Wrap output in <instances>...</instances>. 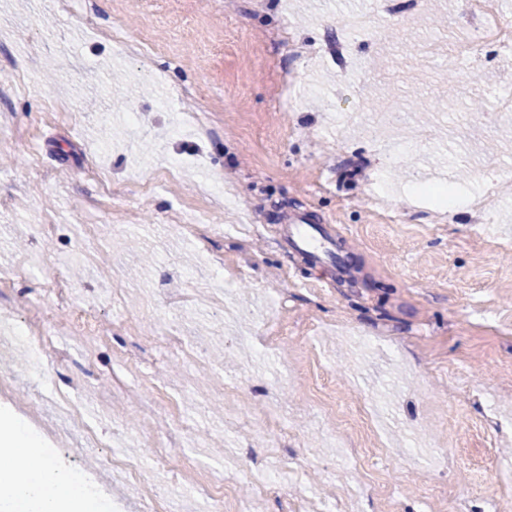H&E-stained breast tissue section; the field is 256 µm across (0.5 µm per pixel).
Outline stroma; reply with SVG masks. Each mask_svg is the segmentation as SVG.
<instances>
[{
	"label": "stroma",
	"instance_id": "obj_1",
	"mask_svg": "<svg viewBox=\"0 0 512 512\" xmlns=\"http://www.w3.org/2000/svg\"><path fill=\"white\" fill-rule=\"evenodd\" d=\"M93 2L99 22L149 43L156 69L89 30L83 0L64 11L0 0V311L52 338L40 367L18 350L0 414L94 476L113 453L147 459L153 430L124 393L140 391L197 441L148 467L189 512L225 480L224 512L244 500L280 512L249 472L295 461V494L345 512H448L458 500L493 512L512 486V111L500 107L512 56L491 43L452 67L422 52L430 41L454 52L481 28L470 0H421L410 24L381 0ZM360 13L370 30L348 26ZM283 24L290 40L270 41ZM394 100L405 122L376 144L366 118ZM203 110L207 135L175 133L178 116ZM469 158L500 176L476 180ZM98 165L124 189L104 206ZM208 169L223 203L203 190ZM427 172L494 198L493 221L436 223L415 195ZM206 210L217 216L206 241L184 235ZM288 213L322 225L347 258L333 288L296 287L319 268L283 238ZM448 384L466 408L453 409ZM60 392L92 407L98 446L68 428ZM260 418L293 433L274 440ZM380 446L387 500L353 485L341 454ZM427 481L441 496L424 497Z\"/></svg>",
	"mask_w": 512,
	"mask_h": 512
}]
</instances>
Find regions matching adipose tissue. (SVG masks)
I'll list each match as a JSON object with an SVG mask.
<instances>
[{
	"instance_id": "1",
	"label": "adipose tissue",
	"mask_w": 512,
	"mask_h": 512,
	"mask_svg": "<svg viewBox=\"0 0 512 512\" xmlns=\"http://www.w3.org/2000/svg\"><path fill=\"white\" fill-rule=\"evenodd\" d=\"M0 500L24 512H105L74 470L37 448L11 418L0 417Z\"/></svg>"
}]
</instances>
